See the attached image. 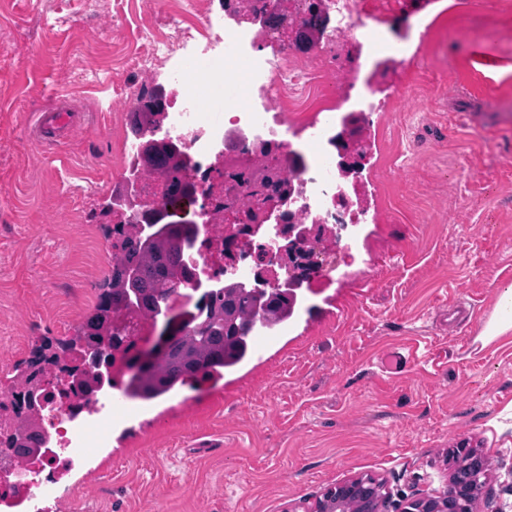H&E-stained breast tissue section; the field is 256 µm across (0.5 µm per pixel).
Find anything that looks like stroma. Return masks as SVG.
Listing matches in <instances>:
<instances>
[{"label":"stroma","instance_id":"1","mask_svg":"<svg viewBox=\"0 0 512 512\" xmlns=\"http://www.w3.org/2000/svg\"><path fill=\"white\" fill-rule=\"evenodd\" d=\"M81 0H0V386L43 339L94 306L112 240L98 212L126 175L125 66L167 0H127L102 28ZM498 15L493 29L488 16ZM413 86L363 137L391 219L364 224L360 271L304 293L298 314L217 379L149 403L70 471L51 512H289L370 475L388 512L442 491L459 444L490 461L476 512H512V331L479 335L512 286V14L501 0H417ZM98 70L66 85L74 67ZM56 103L83 116L60 144L33 135ZM396 158L383 189L370 162ZM391 349L407 369L380 368Z\"/></svg>","mask_w":512,"mask_h":512}]
</instances>
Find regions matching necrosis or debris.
<instances>
[{"mask_svg": "<svg viewBox=\"0 0 512 512\" xmlns=\"http://www.w3.org/2000/svg\"><path fill=\"white\" fill-rule=\"evenodd\" d=\"M171 6L167 31H149L132 66L144 73L166 69L170 83L182 91L180 101L169 108L165 132L183 144L193 161L189 181L210 188L200 217L205 234L193 254L197 280L227 276L248 283L258 271L252 255L233 261L224 256V190L239 180L258 178L260 170L247 153L227 151L232 131L277 144L281 158L292 153L303 157L285 210L293 223L317 229L321 236L317 259L322 269L307 272L306 287L333 279L353 262L351 251L337 252V233L343 230L352 238L358 225L386 219L380 210L368 215L356 198L355 183L342 176L330 144L339 110L360 79L351 55L389 64L406 76L414 73L413 58L381 30L404 9L405 0H322L324 38L304 52L280 44L273 29L238 22L233 12L214 14L209 0H171ZM235 62L246 70V97L225 94L223 115L205 117L203 100L223 87L224 68ZM42 411L49 452L13 473L8 489L0 488V512H48L61 496L66 468L100 447L124 419L107 391L94 405L78 410L57 393Z\"/></svg>", "mask_w": 512, "mask_h": 512, "instance_id": "obj_1", "label": "necrosis or debris"}]
</instances>
